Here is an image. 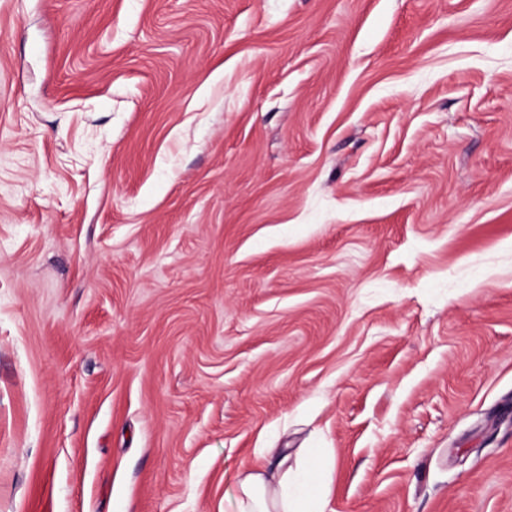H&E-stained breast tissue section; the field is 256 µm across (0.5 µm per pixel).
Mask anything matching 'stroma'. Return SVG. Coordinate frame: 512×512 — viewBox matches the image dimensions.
Wrapping results in <instances>:
<instances>
[{
	"label": "stroma",
	"instance_id": "stroma-1",
	"mask_svg": "<svg viewBox=\"0 0 512 512\" xmlns=\"http://www.w3.org/2000/svg\"><path fill=\"white\" fill-rule=\"evenodd\" d=\"M512 512V0H0V512ZM288 449L265 448L267 463L239 476L237 512H322L327 464L316 448Z\"/></svg>",
	"mask_w": 512,
	"mask_h": 512
}]
</instances>
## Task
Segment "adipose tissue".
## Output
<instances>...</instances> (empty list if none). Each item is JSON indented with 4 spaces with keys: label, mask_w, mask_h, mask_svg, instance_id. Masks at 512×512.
<instances>
[{
    "label": "adipose tissue",
    "mask_w": 512,
    "mask_h": 512,
    "mask_svg": "<svg viewBox=\"0 0 512 512\" xmlns=\"http://www.w3.org/2000/svg\"><path fill=\"white\" fill-rule=\"evenodd\" d=\"M267 462L240 475L237 512H321L327 465L317 449L265 451Z\"/></svg>",
    "instance_id": "1"
}]
</instances>
